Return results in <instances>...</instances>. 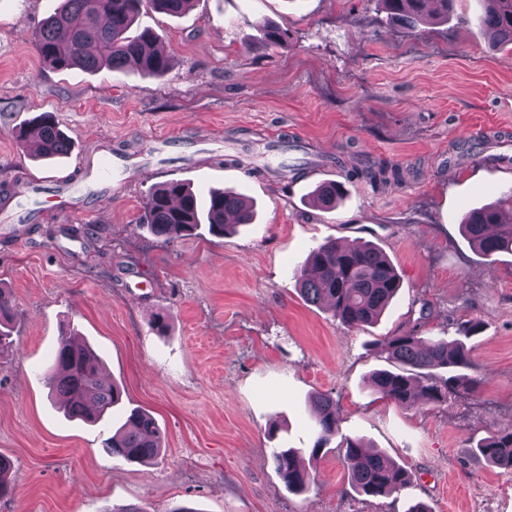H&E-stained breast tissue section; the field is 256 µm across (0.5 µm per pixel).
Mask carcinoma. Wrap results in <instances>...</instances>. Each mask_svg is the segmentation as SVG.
<instances>
[{
	"label": "carcinoma",
	"instance_id": "1",
	"mask_svg": "<svg viewBox=\"0 0 512 512\" xmlns=\"http://www.w3.org/2000/svg\"><path fill=\"white\" fill-rule=\"evenodd\" d=\"M148 1L169 16L184 13L193 0H62L33 32L32 38L45 66L63 71L78 66L89 72L107 68L123 73L129 68L160 77L170 59L160 48L161 39L153 30L136 34L130 28L143 2ZM390 19L410 30L431 19L448 18L454 0H380ZM481 24L492 39V46H512V0H490ZM288 33L268 24L257 47L278 45ZM22 140L33 139L37 156L61 157L69 153L71 142L51 113L41 114L29 128L19 130ZM391 174L400 178L397 169L374 164L354 171V176L375 181ZM342 195L333 182L319 185L312 195L318 207L330 210ZM512 189L493 203L468 212L462 228L471 243L485 256L512 254ZM250 206L232 189L213 190L208 200L197 195L180 181H170L148 191L144 198L140 224L157 242L168 245L195 234L206 225L210 235L222 238L238 224L252 223ZM301 294L311 304L326 303L343 324L363 328L377 321L391 304L400 288V277L377 245L339 243L326 240L309 250L306 266L300 272ZM15 304L11 294L0 288V354L13 348ZM477 324L460 325L463 338L448 342L426 340L412 332L391 336L385 342V359L392 369L373 372L369 382L373 389L399 406L417 401L441 405L448 395L461 387L476 384L462 370L470 367L469 348L465 339ZM448 371L444 378L437 370ZM104 365L88 344L74 341L73 334L61 335L54 356L53 369L47 377L50 395L58 399L68 416L95 423L112 414L122 399L120 387L103 376ZM317 422L316 453L336 436V407L325 394L312 400ZM112 453L136 463H147L161 453V432L156 420L142 409H132L124 423L106 443ZM476 454L499 468L512 470V429L503 430L478 442ZM274 467L285 486L302 491L310 475L299 464V452L292 448H273ZM344 462L350 485L367 496L378 497L412 484V475L392 462L385 453L365 447L355 440L345 441Z\"/></svg>",
	"mask_w": 512,
	"mask_h": 512
}]
</instances>
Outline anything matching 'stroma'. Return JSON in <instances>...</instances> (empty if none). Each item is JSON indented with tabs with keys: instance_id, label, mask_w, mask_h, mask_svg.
<instances>
[{
	"instance_id": "1",
	"label": "stroma",
	"mask_w": 512,
	"mask_h": 512,
	"mask_svg": "<svg viewBox=\"0 0 512 512\" xmlns=\"http://www.w3.org/2000/svg\"><path fill=\"white\" fill-rule=\"evenodd\" d=\"M59 0H0V286L11 289L16 347L0 356V455L13 462L0 512H512V471L471 456L512 428V255L485 257L461 233L465 214L512 187V50L478 24L485 0H455L446 22L413 32L376 0H194L171 17L143 8L138 28L171 56L163 77L46 67L32 33ZM283 44L255 48L264 23ZM50 112L72 141L34 158L17 131ZM178 149H162L158 135ZM479 149L457 159L464 142ZM114 152L133 165L72 215L41 201L10 224L31 184L79 183ZM381 164L400 180L349 178ZM244 194L253 223L161 245L138 222L149 189L169 181ZM345 188L336 208L315 186ZM328 239L370 241L400 291L373 325L341 323L305 302L297 275ZM169 328L152 330L155 315ZM475 388L439 406L401 407L369 374L385 337L409 330L457 339ZM73 328L123 386V405L151 412L160 456L129 463L105 443L111 419H67L45 374ZM336 402V435L312 453L313 393ZM359 439L413 475L382 497L349 485L342 443ZM309 459L307 492L288 491L270 453ZM342 195L337 183L326 182L319 185L312 195V201L319 208L330 210L336 207V200Z\"/></svg>"
}]
</instances>
